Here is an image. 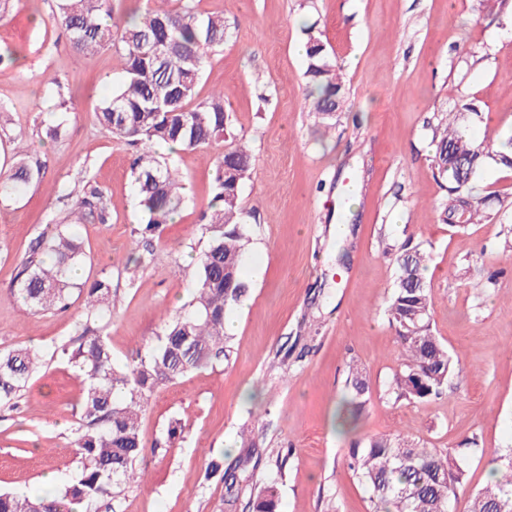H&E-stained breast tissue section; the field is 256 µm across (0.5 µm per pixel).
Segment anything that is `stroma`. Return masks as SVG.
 I'll return each instance as SVG.
<instances>
[{
    "instance_id": "stroma-1",
    "label": "stroma",
    "mask_w": 512,
    "mask_h": 512,
    "mask_svg": "<svg viewBox=\"0 0 512 512\" xmlns=\"http://www.w3.org/2000/svg\"><path fill=\"white\" fill-rule=\"evenodd\" d=\"M224 17L226 39L210 56L200 96L218 91L233 132L254 156L242 189L252 239L250 286L227 310L228 358L160 385L141 414L142 483L116 487L114 512H254L267 485L276 512H371L370 494L347 466L353 441L399 431L440 453L476 438L453 505L468 512L504 449L512 448V170L487 165L472 179L486 217L460 230L442 223L447 183L431 167L432 127L470 105L467 126L493 149L512 137V0H196ZM55 0H0V171L22 137L44 174L0 200V353L69 339L82 313H30L9 299L17 265L48 224H63L68 194L103 189L107 223L75 225L87 260L81 279L112 277L117 303L103 334L117 363L145 354L193 293V251L203 250L200 209L211 197L223 142L169 154L185 186L174 223L153 242L147 268L132 261L141 214L131 149L98 125L94 107L121 80L112 49L83 56L53 22ZM318 36L341 67L347 96L331 128L308 101L296 45ZM62 122L58 140L49 124ZM360 187L355 210L341 188ZM349 227L347 236L337 225ZM430 256V322L459 356L447 393L398 402L387 385L399 346L385 313L401 246ZM494 285H486L488 273ZM369 390L356 420L345 411L349 364ZM83 386L64 359L32 375L16 408H0V489L43 491L74 478L70 445ZM178 424L180 434L167 430ZM223 458L235 485L205 480ZM283 467H276V459Z\"/></svg>"
}]
</instances>
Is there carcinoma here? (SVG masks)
<instances>
[{
	"instance_id": "carcinoma-1",
	"label": "carcinoma",
	"mask_w": 512,
	"mask_h": 512,
	"mask_svg": "<svg viewBox=\"0 0 512 512\" xmlns=\"http://www.w3.org/2000/svg\"><path fill=\"white\" fill-rule=\"evenodd\" d=\"M153 6L129 17L116 15L111 0H58L54 22L69 35L72 48L90 55L110 48L124 76L112 95L96 109L99 126L112 138L136 149L131 173L147 239L172 224L182 205L183 184L176 169L158 159L153 145L179 142L197 149L222 138L224 157L216 166L212 198L201 214L198 231L207 245L196 257L197 280L187 309L164 326L160 343L125 367H118L103 335L102 322L112 314V278L79 283L72 271L83 263L81 240L64 225L43 233L23 255L11 294L31 312L63 311L73 290L84 296V311L74 336L50 347L51 356L70 363L83 384L82 412L71 446L80 459L78 476L54 493L19 496L0 492V512H112V488L139 477L145 446L141 413L161 384L229 356L224 334L228 308L248 294L242 263L251 244L241 189L250 179L253 157L248 145L232 133L233 116L224 97L197 98V87L209 55L224 46V18L199 12L187 2L170 9L171 0H149ZM304 77L311 111L326 127L345 98V83L336 72L334 55L317 37L305 45ZM464 113L450 112L433 129L434 169L448 183V203L440 218L457 226L478 224L483 202L470 195L475 174L487 163L512 169V149L495 151L474 139L463 126ZM11 173L0 179V198L23 192L43 176V167L16 152ZM103 192L84 185L74 197L70 220L88 217L106 223ZM428 254L405 249L396 258L395 287L386 307L389 325L401 345L402 363L389 389L395 400L421 402L439 395L460 372L461 362L433 334L430 288L423 275ZM41 351L27 347L0 354V406L13 407L35 371ZM349 404L357 412L368 391L362 371L348 369ZM494 482L471 498L469 512H512V456L500 457ZM348 467L372 496L373 512H452L466 470L451 455H442L401 433L374 436L349 449Z\"/></svg>"
}]
</instances>
